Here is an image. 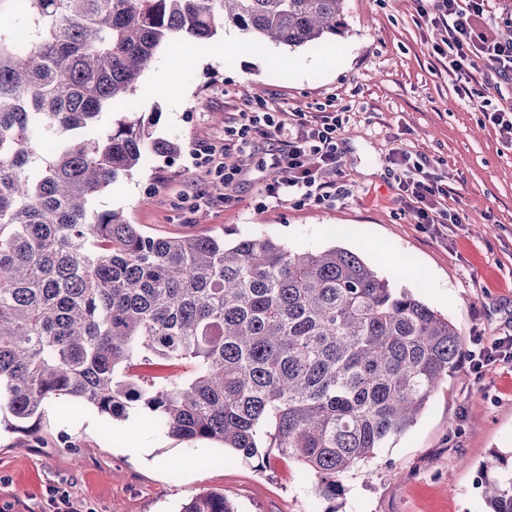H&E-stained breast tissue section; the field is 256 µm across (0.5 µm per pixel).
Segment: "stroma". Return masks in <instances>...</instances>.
<instances>
[{"label":"stroma","mask_w":512,"mask_h":512,"mask_svg":"<svg viewBox=\"0 0 512 512\" xmlns=\"http://www.w3.org/2000/svg\"><path fill=\"white\" fill-rule=\"evenodd\" d=\"M343 35L323 49L265 44L225 24L236 42L212 58L214 41L189 43L194 65L180 67L162 47L139 81L134 112L156 116L154 136L178 139L168 160L147 156L132 175L98 197L151 236L263 235L290 248L340 245L361 254L397 286L448 314L467 348L512 339V146L464 102L422 28L414 0H343ZM179 70L186 89L173 99L158 79ZM283 112L333 107L342 125L333 202L262 203L260 189L282 179L267 140L236 160L229 194L214 189L195 148L223 143L222 119L260 104ZM425 156L447 184L443 205L461 224L439 235L399 202L398 154ZM512 450V359L475 375L461 361L431 396L418 422L380 449L368 476L342 477L345 495L329 501L317 480L270 454L264 468L209 442L176 439L141 405L110 418L70 397L47 402L28 430L0 407V512H179L203 490L224 494L238 512H484L473 479L493 452Z\"/></svg>","instance_id":"stroma-1"}]
</instances>
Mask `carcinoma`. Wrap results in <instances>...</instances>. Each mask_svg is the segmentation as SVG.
<instances>
[{
    "label": "carcinoma",
    "mask_w": 512,
    "mask_h": 512,
    "mask_svg": "<svg viewBox=\"0 0 512 512\" xmlns=\"http://www.w3.org/2000/svg\"><path fill=\"white\" fill-rule=\"evenodd\" d=\"M343 0H0V406L23 423L70 396L134 403L181 440L263 467L267 449L341 477L408 431L465 340L442 313L339 246L160 238L95 198L182 143L129 100L159 49L232 23L290 47L343 33ZM485 512H512V452L481 466ZM179 512H237L203 490Z\"/></svg>",
    "instance_id": "cac0c4a2"
}]
</instances>
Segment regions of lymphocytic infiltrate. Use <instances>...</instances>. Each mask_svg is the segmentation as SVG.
<instances>
[{
    "mask_svg": "<svg viewBox=\"0 0 512 512\" xmlns=\"http://www.w3.org/2000/svg\"><path fill=\"white\" fill-rule=\"evenodd\" d=\"M422 24L439 34L432 42L434 53L446 57L461 98L478 96L480 78L512 84V42L488 38L486 0H416ZM341 120L336 111L292 112L280 117L274 108L262 106L257 112H240L227 126L222 146L206 149L208 163L225 185H232L240 173L232 155L248 146L250 140L263 138L275 142V163L286 168L288 177L267 183L262 195L268 203L278 204L291 198L311 199L319 203L335 201L347 195L345 185L330 180L329 172L341 165L336 133ZM401 203L411 207L417 223L447 226L459 223L458 214L441 209L448 187L425 169L422 159L401 156Z\"/></svg>",
    "mask_w": 512,
    "mask_h": 512,
    "instance_id": "1",
    "label": "lymphocytic infiltrate"
}]
</instances>
